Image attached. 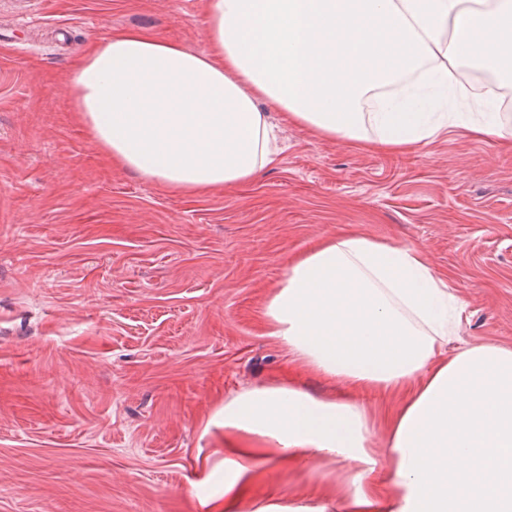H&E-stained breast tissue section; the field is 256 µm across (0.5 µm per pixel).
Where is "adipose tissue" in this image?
<instances>
[{
	"instance_id": "1",
	"label": "adipose tissue",
	"mask_w": 512,
	"mask_h": 512,
	"mask_svg": "<svg viewBox=\"0 0 512 512\" xmlns=\"http://www.w3.org/2000/svg\"><path fill=\"white\" fill-rule=\"evenodd\" d=\"M209 50L141 29L92 40L69 82L114 166L169 191L254 180L278 161L270 111L362 148L412 151L457 125L505 143L497 91L512 85V0H206ZM490 82L481 112L466 68ZM462 307L418 247L343 231L291 259L262 320L341 393L297 384L224 399V499L239 512L259 463L349 472L342 512H512V348L449 352ZM371 392L402 394L382 411Z\"/></svg>"
}]
</instances>
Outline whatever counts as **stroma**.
I'll use <instances>...</instances> for the list:
<instances>
[{"instance_id":"35a3bbf8","label":"stroma","mask_w":512,"mask_h":512,"mask_svg":"<svg viewBox=\"0 0 512 512\" xmlns=\"http://www.w3.org/2000/svg\"><path fill=\"white\" fill-rule=\"evenodd\" d=\"M205 0H0V512H203L226 395L295 381L262 306L350 227L425 250L464 306L449 351L512 346V152L448 129L408 154L278 124L258 179L175 195L113 167L73 112L91 38L204 52ZM335 463L254 477L244 512L322 505Z\"/></svg>"}]
</instances>
